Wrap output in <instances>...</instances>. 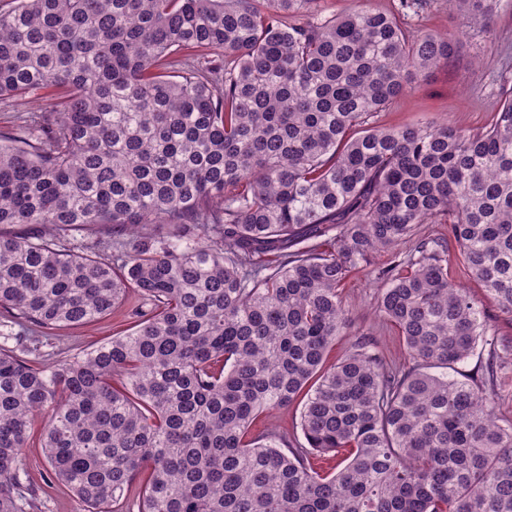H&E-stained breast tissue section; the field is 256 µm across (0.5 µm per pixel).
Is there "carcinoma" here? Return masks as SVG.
Returning <instances> with one entry per match:
<instances>
[{
  "mask_svg": "<svg viewBox=\"0 0 512 512\" xmlns=\"http://www.w3.org/2000/svg\"><path fill=\"white\" fill-rule=\"evenodd\" d=\"M499 2L447 0L488 36ZM320 3L0 8V97L64 90L0 133V227L28 228L0 230V316L48 334L131 290L147 307L64 360L0 344V512L37 508L27 448L85 512H512L496 330L448 274L512 314V91L481 129L379 126L457 41L408 29L427 0ZM421 224L448 225L454 255ZM391 250L378 309L411 365L364 338L326 365L344 280ZM480 345L481 375L448 376ZM300 401L306 445L250 436ZM396 3V0H322L321 5L326 14H341L357 8L394 12Z\"/></svg>",
  "mask_w": 512,
  "mask_h": 512,
  "instance_id": "cac0c4a2",
  "label": "carcinoma"
}]
</instances>
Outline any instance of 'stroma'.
Segmentation results:
<instances>
[{
	"mask_svg": "<svg viewBox=\"0 0 512 512\" xmlns=\"http://www.w3.org/2000/svg\"><path fill=\"white\" fill-rule=\"evenodd\" d=\"M431 8L412 19L413 29L431 34L458 35L459 52L427 77L411 82L390 108L379 117L380 125L397 127L445 122L462 128L485 125L501 100L503 78L512 79V0H502L496 21V37H485L477 17L448 9L445 0H431ZM54 89H47L26 101L0 99V130L5 131L22 118L54 107ZM383 284L373 269L353 271L345 281L342 300L350 321L345 335L337 337L328 358L336 360L350 349L356 335L371 336L373 347L387 363L403 365L409 356L394 330L379 310ZM132 307L124 303L111 318L78 329L62 330L48 337L44 350L53 358L65 359L88 345L126 329ZM49 466L41 449L26 451V486L34 490L40 512H83L82 504L64 486L50 484Z\"/></svg>",
	"mask_w": 512,
	"mask_h": 512,
	"instance_id": "1",
	"label": "stroma"
}]
</instances>
